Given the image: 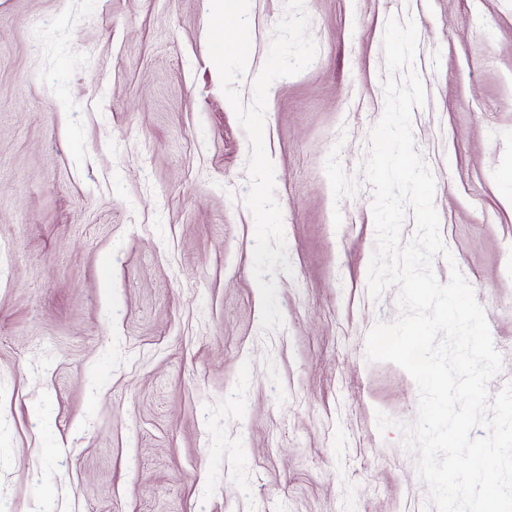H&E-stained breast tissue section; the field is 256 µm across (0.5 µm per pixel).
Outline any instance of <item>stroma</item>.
<instances>
[{
  "mask_svg": "<svg viewBox=\"0 0 512 512\" xmlns=\"http://www.w3.org/2000/svg\"><path fill=\"white\" fill-rule=\"evenodd\" d=\"M316 59L268 92L291 274L261 325L248 136L209 0H0V512H437L415 381L366 357L388 19L413 23L433 272L472 286L512 383V0H304ZM285 0H250L253 64ZM394 425L379 432L377 413Z\"/></svg>",
  "mask_w": 512,
  "mask_h": 512,
  "instance_id": "stroma-1",
  "label": "stroma"
}]
</instances>
